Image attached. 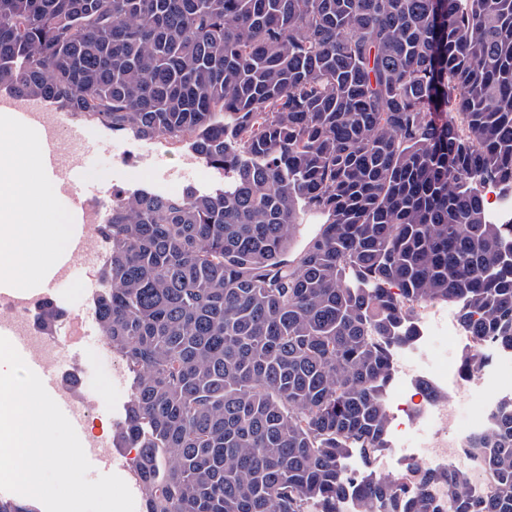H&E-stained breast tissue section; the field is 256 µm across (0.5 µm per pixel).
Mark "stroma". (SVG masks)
<instances>
[{
  "label": "stroma",
  "instance_id": "1",
  "mask_svg": "<svg viewBox=\"0 0 512 512\" xmlns=\"http://www.w3.org/2000/svg\"><path fill=\"white\" fill-rule=\"evenodd\" d=\"M38 108L56 115H67L70 123L82 126L89 139L97 142L98 151L92 155L69 152L68 160L79 169L84 178L106 186L102 196L91 200L90 205L107 218L112 205V194L118 190L147 187L162 194H178L193 188L210 192L224 185V173L201 160L186 143L174 141L141 140L129 133H112L100 124L81 114L66 112L64 107L38 101ZM100 280L85 276L80 260H73L64 277L58 295L53 301L61 319L87 320L94 313L93 299ZM450 341L441 339L429 346L419 341L395 351L396 360L411 359L416 363L412 375L394 374L387 392V407L394 414L395 422H404V406L426 410L430 404L419 386L421 378L438 365L446 363L453 381L445 390L458 409L457 424L466 426L473 418L480 402L492 401L503 395L495 378H488L476 387L470 398L461 395L462 385L455 382L457 362ZM80 357L88 373L83 381L88 420L85 440L111 439L125 418L126 406L131 398V381L117 355L102 340H87L80 346Z\"/></svg>",
  "mask_w": 512,
  "mask_h": 512
}]
</instances>
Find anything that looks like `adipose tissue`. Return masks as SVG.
<instances>
[{"label":"adipose tissue","instance_id":"obj_1","mask_svg":"<svg viewBox=\"0 0 512 512\" xmlns=\"http://www.w3.org/2000/svg\"><path fill=\"white\" fill-rule=\"evenodd\" d=\"M34 128L0 127V292L22 298L42 289L87 245L64 221Z\"/></svg>","mask_w":512,"mask_h":512}]
</instances>
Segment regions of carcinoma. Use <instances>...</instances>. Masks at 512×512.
I'll list each match as a JSON object with an SVG mask.
<instances>
[{
    "mask_svg": "<svg viewBox=\"0 0 512 512\" xmlns=\"http://www.w3.org/2000/svg\"><path fill=\"white\" fill-rule=\"evenodd\" d=\"M191 143L224 189L120 195L102 336L146 512H512V399L461 470H372L416 309L512 351V0H0V85ZM317 230L295 249L301 225ZM358 451L369 469L350 477Z\"/></svg>",
    "mask_w": 512,
    "mask_h": 512,
    "instance_id": "1",
    "label": "carcinoma"
}]
</instances>
